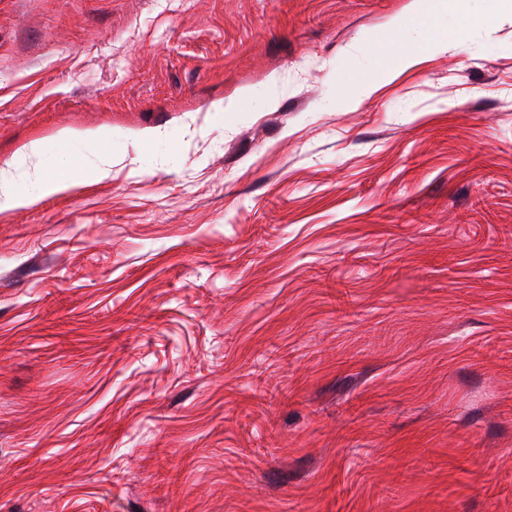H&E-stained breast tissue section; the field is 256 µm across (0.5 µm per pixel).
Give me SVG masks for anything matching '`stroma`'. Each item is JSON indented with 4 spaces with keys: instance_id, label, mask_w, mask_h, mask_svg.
Segmentation results:
<instances>
[{
    "instance_id": "35a3bbf8",
    "label": "stroma",
    "mask_w": 512,
    "mask_h": 512,
    "mask_svg": "<svg viewBox=\"0 0 512 512\" xmlns=\"http://www.w3.org/2000/svg\"><path fill=\"white\" fill-rule=\"evenodd\" d=\"M424 8L0 0V169L112 155L0 212V512H512V25ZM112 177V160L106 156H100L97 162L86 167L80 174L82 183H98Z\"/></svg>"
}]
</instances>
